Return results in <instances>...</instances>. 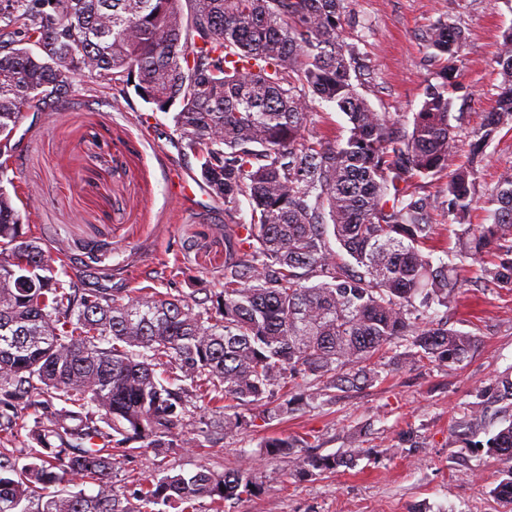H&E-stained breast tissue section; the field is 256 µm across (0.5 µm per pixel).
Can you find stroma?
<instances>
[{
    "mask_svg": "<svg viewBox=\"0 0 512 512\" xmlns=\"http://www.w3.org/2000/svg\"><path fill=\"white\" fill-rule=\"evenodd\" d=\"M343 39L358 52L373 109L411 127L426 84L438 68L424 36L437 22L466 36L452 112L463 130L478 126L502 81L496 56L512 30V0H344ZM9 160L15 182L34 196L24 229L72 263L86 288H154L204 299L224 271V204L197 186L194 207L181 209L183 172L198 178L200 161L181 149L171 114L138 97L122 110L77 82L72 102L22 120ZM477 173L488 195L500 170L512 166V131L500 132ZM462 303L451 327L476 344L453 367L406 365L372 385L228 436L211 434L172 452L137 450L139 477L159 470L250 469L285 481L235 502L226 512H512L494 488L507 464L481 445L506 412L487 405L472 418L475 391L512 371V292L484 286L475 267L461 273ZM315 435L316 451H344L359 439L365 458L336 473L291 474L286 458L260 450L270 435Z\"/></svg>",
    "mask_w": 512,
    "mask_h": 512,
    "instance_id": "1",
    "label": "stroma"
}]
</instances>
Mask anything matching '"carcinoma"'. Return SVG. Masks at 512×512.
I'll return each mask as SVG.
<instances>
[{"label":"carcinoma","mask_w":512,"mask_h":512,"mask_svg":"<svg viewBox=\"0 0 512 512\" xmlns=\"http://www.w3.org/2000/svg\"><path fill=\"white\" fill-rule=\"evenodd\" d=\"M343 0H0V151L27 112L70 99L80 78L129 92L153 112H173L181 148L196 155L209 194L251 222L226 238L224 273L209 302L131 288L123 302L105 288H80L68 266L22 231L19 186L0 162V435L23 437L0 453V512H210L282 482L269 472L113 476L135 449L189 443L197 404L210 426L231 434L262 406L267 422L379 380L382 359L458 364L476 339L433 307L461 300L456 268L433 265L439 215L465 243L462 260L512 291V168L487 199L489 224H473L477 168L499 133L512 129V31L496 63L503 80L492 111L466 132L456 163L451 120L464 31L446 23L426 34L442 61L424 89L412 131L375 111L352 82L359 53L341 40ZM349 119L342 143L305 137L312 105ZM443 179L421 195L416 179ZM12 191H7L3 183ZM350 260L334 251L328 234ZM481 402L512 409V373L478 389ZM306 440L270 436L261 448L286 456L293 475L332 473L365 455L307 452ZM509 463L494 489L512 502V419L487 442ZM75 491L56 494L63 482ZM94 485L86 493L83 485Z\"/></svg>","instance_id":"cac0c4a2"}]
</instances>
